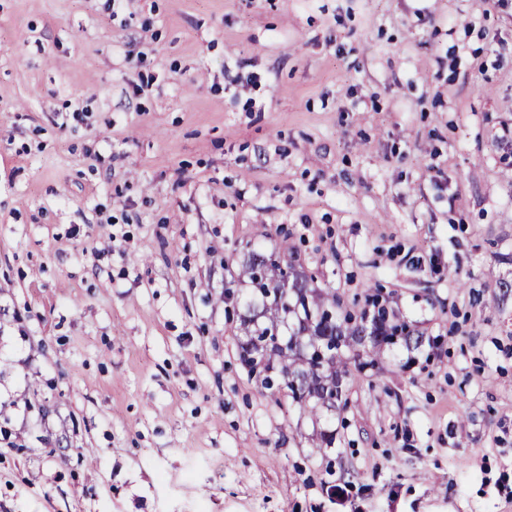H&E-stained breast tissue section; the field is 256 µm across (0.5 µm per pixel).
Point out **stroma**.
<instances>
[{"label": "stroma", "instance_id": "1", "mask_svg": "<svg viewBox=\"0 0 512 512\" xmlns=\"http://www.w3.org/2000/svg\"><path fill=\"white\" fill-rule=\"evenodd\" d=\"M281 245L424 334L317 422L238 360ZM505 282L512 0H0V512H512Z\"/></svg>", "mask_w": 512, "mask_h": 512}]
</instances>
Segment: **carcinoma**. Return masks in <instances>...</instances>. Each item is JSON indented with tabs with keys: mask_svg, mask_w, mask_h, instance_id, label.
I'll use <instances>...</instances> for the list:
<instances>
[{
	"mask_svg": "<svg viewBox=\"0 0 512 512\" xmlns=\"http://www.w3.org/2000/svg\"><path fill=\"white\" fill-rule=\"evenodd\" d=\"M286 251L252 250L243 260L251 291L240 317L239 360L249 373L262 377L264 388L287 392L303 413H333L347 405L344 378L350 360L360 357L353 353L361 345L357 336L366 334L371 353L399 340L419 347L423 337L396 321L374 294L367 295L357 315L342 311L336 295L310 287L305 278L288 293V302L265 298L263 290L280 289L294 273Z\"/></svg>",
	"mask_w": 512,
	"mask_h": 512,
	"instance_id": "1",
	"label": "carcinoma"
}]
</instances>
